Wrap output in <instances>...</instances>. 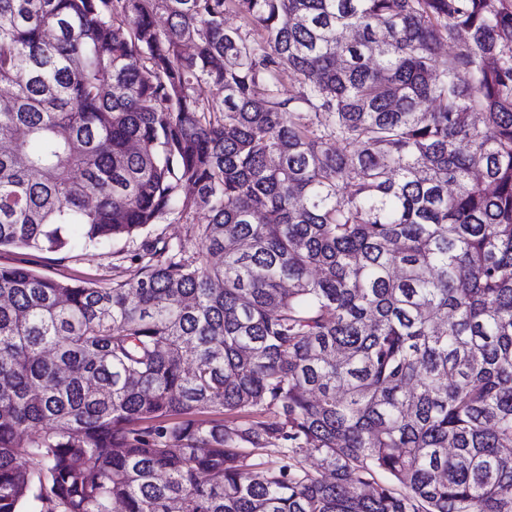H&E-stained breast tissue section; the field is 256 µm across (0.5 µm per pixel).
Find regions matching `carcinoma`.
I'll return each instance as SVG.
<instances>
[{
    "instance_id": "obj_1",
    "label": "carcinoma",
    "mask_w": 512,
    "mask_h": 512,
    "mask_svg": "<svg viewBox=\"0 0 512 512\" xmlns=\"http://www.w3.org/2000/svg\"><path fill=\"white\" fill-rule=\"evenodd\" d=\"M0 141L140 241L0 264V512H512V0H0ZM188 227V224H155L151 230L154 236L173 244H181L186 251L192 252L197 248L198 241L188 232ZM132 241H117L106 248L79 249L70 254L36 253L23 249L0 252V263L24 264L60 280H94L101 284L123 281L133 274L130 261L123 259L136 248Z\"/></svg>"
}]
</instances>
